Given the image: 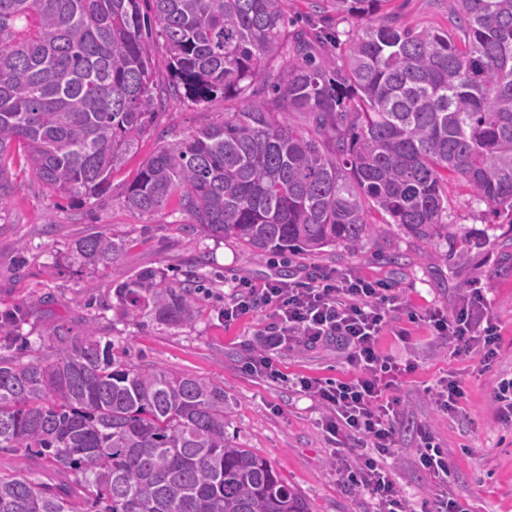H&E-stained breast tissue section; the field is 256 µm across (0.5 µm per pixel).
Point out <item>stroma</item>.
<instances>
[{"label": "stroma", "mask_w": 512, "mask_h": 512, "mask_svg": "<svg viewBox=\"0 0 512 512\" xmlns=\"http://www.w3.org/2000/svg\"><path fill=\"white\" fill-rule=\"evenodd\" d=\"M388 8L412 27L448 24L446 0H390ZM239 106L220 97L201 104L170 100L113 175L111 189L98 199L52 197L30 173L19 175L12 204L0 211V325L11 327L16 337L9 349L0 348V357L50 360L56 351L42 340L47 326H94L132 366L191 374L223 387L231 404L229 436L270 461L301 492L311 512H371L369 499L347 488L330 463L335 443L322 426L320 407L292 386L302 375L348 376L341 351L333 346L283 350L274 357L281 379L257 377L244 364L267 313L229 324L219 314L236 281L260 285L301 271L349 269L387 283L419 317L413 323L398 315L380 339L384 355L412 366L397 392L405 412L398 447L384 460L399 489L417 507L430 496L429 479L414 463L417 429L427 426L448 450L450 496L470 512H512V424L499 420L492 402L498 379L512 375V224L494 220L485 203L453 185L447 219L453 241L428 245L387 227L359 250L341 245L315 256L284 258L255 256L236 240L191 232L189 217L171 206L154 214L126 206L127 184L161 144ZM96 232L122 243L120 261L95 270L70 264L72 243ZM144 267L162 269L177 280L198 271L202 289L193 322L170 327L116 312V281ZM476 281L487 288L491 315L500 327L498 357L488 367L480 354L455 355L453 346L420 320L436 306L454 309L463 289ZM402 329L407 338L399 337ZM448 378L460 383L464 396L456 410L444 414L428 391ZM22 467L30 478L62 491L73 481L38 458L0 451L1 475Z\"/></svg>", "instance_id": "35a3bbf8"}]
</instances>
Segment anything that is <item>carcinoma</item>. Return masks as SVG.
<instances>
[{
  "label": "carcinoma",
  "instance_id": "carcinoma-1",
  "mask_svg": "<svg viewBox=\"0 0 512 512\" xmlns=\"http://www.w3.org/2000/svg\"><path fill=\"white\" fill-rule=\"evenodd\" d=\"M0 0V210L16 161L50 196L97 198L169 98L238 110L163 145L125 204L170 202L254 255L355 250L374 208L426 244L448 237L452 176L512 224V0H448L449 27L412 28L390 0ZM354 28L328 31L331 20ZM170 79L156 84L148 36ZM336 51L320 52L321 44ZM273 104L251 91L272 64ZM104 233L75 240L86 268L119 260ZM125 318L191 322L197 286L143 268L117 282ZM52 362L0 364V450L74 477L67 497L0 476V512H310L270 461L231 440L224 388L130 365L93 327L53 325ZM284 8L295 26L312 27L316 20L310 15L308 0H284Z\"/></svg>",
  "mask_w": 512,
  "mask_h": 512
}]
</instances>
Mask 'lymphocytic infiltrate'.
I'll return each instance as SVG.
<instances>
[{
  "label": "lymphocytic infiltrate",
  "instance_id": "lymphocytic-infiltrate-1",
  "mask_svg": "<svg viewBox=\"0 0 512 512\" xmlns=\"http://www.w3.org/2000/svg\"><path fill=\"white\" fill-rule=\"evenodd\" d=\"M264 308L271 312L264 351L251 357L249 371L272 374L273 354L290 347L314 351L334 345L343 349L353 370L351 379L335 382L302 377L297 384L323 409L324 429L336 442L331 463L343 482L368 495L373 512H412L391 472L381 463L395 452L402 418L398 399L389 395L402 370L378 348L380 336L404 308L399 295L347 270L315 277L300 272L259 286L240 282L224 300V320L233 322ZM423 320L434 335L454 343L456 354L477 353L486 363L498 355L499 328L479 284L465 289L453 311L433 308ZM419 437L422 446L416 464L431 486V497L421 512H467L448 495L450 466L444 448L429 428H420Z\"/></svg>",
  "mask_w": 512,
  "mask_h": 512
}]
</instances>
